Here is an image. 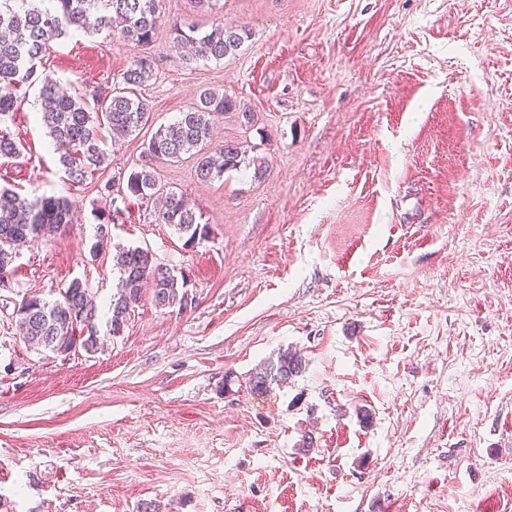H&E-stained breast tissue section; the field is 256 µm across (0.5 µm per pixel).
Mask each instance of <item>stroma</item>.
Returning a JSON list of instances; mask_svg holds the SVG:
<instances>
[{
	"label": "stroma",
	"instance_id": "35a3bbf8",
	"mask_svg": "<svg viewBox=\"0 0 512 512\" xmlns=\"http://www.w3.org/2000/svg\"><path fill=\"white\" fill-rule=\"evenodd\" d=\"M159 2L149 48L83 35L43 59L73 95L155 62L134 90L147 125L105 140L84 183L59 167L38 86L17 92L22 153L0 158V186L68 198L75 221L0 288V512H512V0ZM183 20L250 36L189 64ZM206 89L255 114L216 122L240 169L203 183L193 155L153 166L209 237L186 248L152 203L112 193L113 245L185 273L184 306L143 298L116 336L98 321L92 354L30 348L12 319L24 295L78 278L107 312L100 188ZM289 348L306 371L252 394ZM97 223L96 241L91 246V252L96 255L98 252L108 248L111 242L110 225L118 224L122 220V213L117 209H99L95 211ZM102 231V232H101Z\"/></svg>",
	"mask_w": 512,
	"mask_h": 512
}]
</instances>
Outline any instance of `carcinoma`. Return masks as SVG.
I'll list each match as a JSON object with an SVG mask.
<instances>
[{"mask_svg":"<svg viewBox=\"0 0 512 512\" xmlns=\"http://www.w3.org/2000/svg\"><path fill=\"white\" fill-rule=\"evenodd\" d=\"M158 0H0V157L20 154L5 121L15 111V90L21 85L40 82L41 117L49 136L58 143V163L74 184H81L107 163L101 147V124L93 114L105 117L114 138L140 131L149 119L148 105L126 90L108 85L96 86L92 94L80 97L63 91L58 80L47 72H38L52 43L76 34L120 37L141 47L153 42L160 25ZM173 43L185 60L220 62L239 50L248 33L243 29L215 25L209 31L189 24L172 26ZM153 75V63L147 55L133 60L122 73L127 90L139 87ZM93 104H88V101ZM226 112H239L245 121L254 114L240 109L237 101L209 89L199 101L168 126L159 127L149 139L145 153L153 159L177 161L182 154L195 152L196 176L201 182L220 179L224 171L241 164V149L231 143L212 146V125ZM162 191L156 170L150 165L130 172L125 193L147 200ZM71 203L61 197L26 196L10 188H0V271L12 272L11 262L23 249L39 243L51 229L70 224ZM161 223L173 227L184 246L194 247L209 233L202 213L182 192L166 190L158 213ZM96 254L111 242L110 225L122 220L116 209L95 211ZM118 274L117 291L112 295L107 323H128L131 313L143 297L151 298L159 308H171L185 301L186 278L158 264L141 247H127L113 256ZM15 328L32 348L47 343L66 351L82 349L92 354L99 349L94 337L98 308L88 297L86 283L76 278L60 291V298L48 301L27 295L14 307ZM305 361L295 350H287L248 378L250 391L263 395L274 385L280 386L299 376Z\"/></svg>","mask_w":512,"mask_h":512,"instance_id":"1","label":"carcinoma"}]
</instances>
